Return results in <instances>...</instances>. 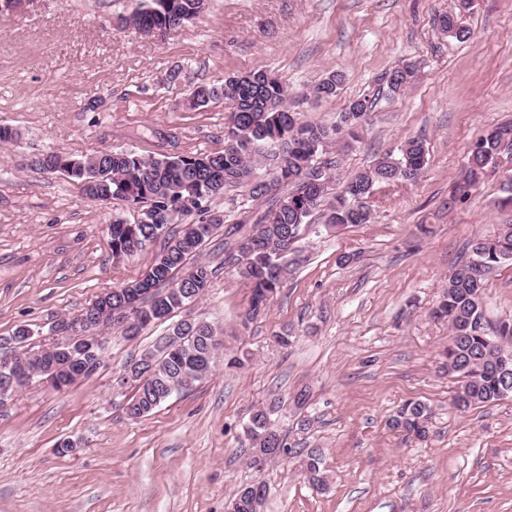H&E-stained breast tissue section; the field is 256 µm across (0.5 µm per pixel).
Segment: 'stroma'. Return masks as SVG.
<instances>
[{
  "label": "stroma",
  "instance_id": "obj_1",
  "mask_svg": "<svg viewBox=\"0 0 512 512\" xmlns=\"http://www.w3.org/2000/svg\"><path fill=\"white\" fill-rule=\"evenodd\" d=\"M141 2L27 0L0 13V125L20 133L0 143V338L27 327L34 348L51 346L54 324L138 278L156 254L113 258L107 226L135 209L92 200L34 159L223 150L234 104L190 108L200 84L262 69L302 120L327 126L348 100L371 99L360 140L333 148L328 195L411 138L424 139L427 165L417 181L375 187L369 223L334 227L315 211L279 291L248 323L251 289L216 234L201 255L216 269L210 288L173 319L218 325L224 346L206 381L147 415L128 417L115 387L163 325L133 339L106 332L94 373L60 392L32 383L0 405V512H228L236 489L258 481L262 512H512V396L453 406L458 384L442 367L451 329L433 314L471 240L512 224L498 204L512 154L467 200L452 199L478 136L512 121V0L464 12L458 0H209L160 38L130 23ZM452 13L469 40L441 31ZM405 61L417 63L415 81L389 93L381 77ZM332 73L343 77L337 96L316 97ZM482 303L490 326L512 324V263L487 279ZM284 334L291 343L278 346ZM235 355L243 368L226 367ZM274 400L289 442L322 450L326 490L292 463L251 465L243 428ZM410 400L430 408L426 439L387 425ZM65 439L75 452H57Z\"/></svg>",
  "mask_w": 512,
  "mask_h": 512
}]
</instances>
